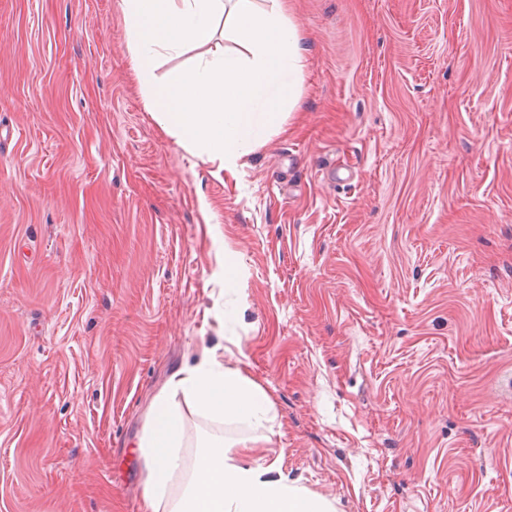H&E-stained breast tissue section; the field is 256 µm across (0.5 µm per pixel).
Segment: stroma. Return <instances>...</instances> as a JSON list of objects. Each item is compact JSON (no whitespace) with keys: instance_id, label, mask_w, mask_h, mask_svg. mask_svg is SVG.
<instances>
[{"instance_id":"35a3bbf8","label":"stroma","mask_w":512,"mask_h":512,"mask_svg":"<svg viewBox=\"0 0 512 512\" xmlns=\"http://www.w3.org/2000/svg\"><path fill=\"white\" fill-rule=\"evenodd\" d=\"M288 7L300 101L226 169L145 110L120 0H0V512H140L205 346L338 512H512V0Z\"/></svg>"}]
</instances>
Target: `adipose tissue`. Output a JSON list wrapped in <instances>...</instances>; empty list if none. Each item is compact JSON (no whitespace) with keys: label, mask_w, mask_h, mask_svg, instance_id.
Returning a JSON list of instances; mask_svg holds the SVG:
<instances>
[{"label":"adipose tissue","mask_w":512,"mask_h":512,"mask_svg":"<svg viewBox=\"0 0 512 512\" xmlns=\"http://www.w3.org/2000/svg\"><path fill=\"white\" fill-rule=\"evenodd\" d=\"M288 0H121L131 67L147 111L188 151L231 168L281 131L299 101L307 47ZM227 28L237 50L213 45ZM188 48L195 63L156 78L161 60ZM245 425L240 439L203 444L192 467L182 457L184 415ZM277 421L267 393L241 368L202 348L155 396L138 440L145 477L141 512H336L333 502L285 475L279 459L254 465L245 454L268 447ZM184 495L171 501L181 473Z\"/></svg>","instance_id":"adipose-tissue-1"}]
</instances>
